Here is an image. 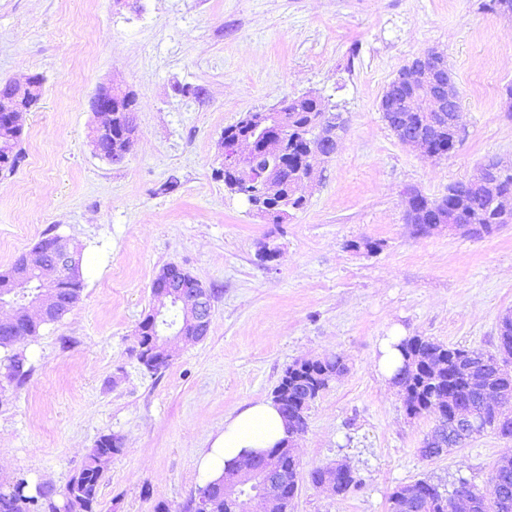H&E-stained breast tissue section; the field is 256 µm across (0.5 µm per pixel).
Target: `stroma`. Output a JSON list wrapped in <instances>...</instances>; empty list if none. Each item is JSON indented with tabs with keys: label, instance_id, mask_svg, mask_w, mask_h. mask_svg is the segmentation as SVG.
Segmentation results:
<instances>
[{
	"label": "stroma",
	"instance_id": "1",
	"mask_svg": "<svg viewBox=\"0 0 512 512\" xmlns=\"http://www.w3.org/2000/svg\"><path fill=\"white\" fill-rule=\"evenodd\" d=\"M487 2L0 0V80L44 79L24 116L25 159L0 176V267L59 234L83 247L85 282L62 319L19 344L33 371L0 406V487L23 473L63 490L111 433L123 451L104 475L102 512H182L225 418L271 398L293 362L338 355L346 370L311 404L295 452L305 474L344 463L360 486L342 497L305 477L290 512H389L390 493L420 479L488 490L512 439L487 432L423 458L435 413L409 416L374 367L394 327L491 351L512 312V224L417 236L402 206L405 189L436 199L489 157L512 159V16ZM430 48L455 74L463 126L436 160L402 145L378 110L401 67ZM114 83L136 99L119 165L91 142L89 102ZM308 94L344 128L305 207L272 224L225 188L221 137ZM364 240L378 250L352 249ZM265 242L277 261L258 260ZM171 262L212 289L211 326L152 374L134 331Z\"/></svg>",
	"mask_w": 512,
	"mask_h": 512
}]
</instances>
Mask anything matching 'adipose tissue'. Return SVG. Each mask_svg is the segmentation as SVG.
I'll list each match as a JSON object with an SVG mask.
<instances>
[{
	"mask_svg": "<svg viewBox=\"0 0 512 512\" xmlns=\"http://www.w3.org/2000/svg\"><path fill=\"white\" fill-rule=\"evenodd\" d=\"M288 439L284 419L274 401L247 403L237 414L224 421V429L210 448L200 454L199 469L203 481L217 479L224 469L236 466L245 457L257 455Z\"/></svg>",
	"mask_w": 512,
	"mask_h": 512,
	"instance_id": "adipose-tissue-1",
	"label": "adipose tissue"
}]
</instances>
